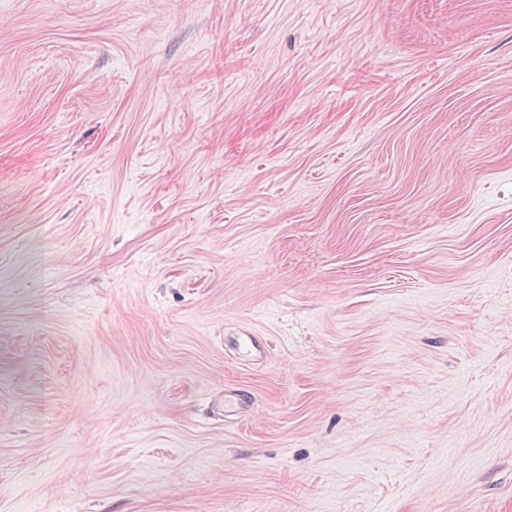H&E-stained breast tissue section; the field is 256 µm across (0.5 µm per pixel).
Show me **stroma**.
Listing matches in <instances>:
<instances>
[{"instance_id": "stroma-1", "label": "stroma", "mask_w": 512, "mask_h": 512, "mask_svg": "<svg viewBox=\"0 0 512 512\" xmlns=\"http://www.w3.org/2000/svg\"><path fill=\"white\" fill-rule=\"evenodd\" d=\"M0 512H512V0H0Z\"/></svg>"}]
</instances>
